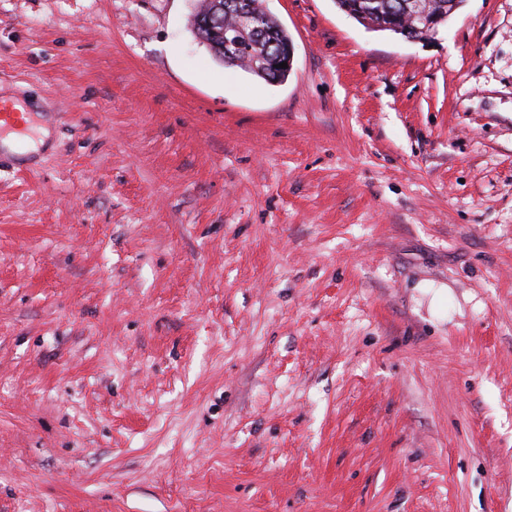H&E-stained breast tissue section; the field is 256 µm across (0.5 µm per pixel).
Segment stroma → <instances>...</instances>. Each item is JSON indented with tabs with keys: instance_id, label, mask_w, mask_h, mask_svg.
I'll use <instances>...</instances> for the list:
<instances>
[{
	"instance_id": "35a3bbf8",
	"label": "stroma",
	"mask_w": 512,
	"mask_h": 512,
	"mask_svg": "<svg viewBox=\"0 0 512 512\" xmlns=\"http://www.w3.org/2000/svg\"><path fill=\"white\" fill-rule=\"evenodd\" d=\"M0 0V512H512V0ZM204 1L206 0H201L200 9L194 15L193 29L196 37L206 43L217 62L219 61L218 58L224 57V66L244 68L266 82L276 78L278 73L283 76V80L288 78L282 68H275V65L283 62L281 47L288 42L286 52L289 73L293 62L294 47L288 41H291L288 31L275 17L262 19L259 22L260 29L249 35L246 41L245 49L250 48L251 51L243 52L238 57V62L233 63L232 61L235 60L244 44L242 36H245L247 30L256 28L260 14L239 13L234 21L229 20L225 24V30L223 25L204 27L197 21L200 12L205 8ZM224 2V0L206 1L209 4V9L205 12V15L200 16V20L205 18V23L211 25L213 20L220 23L224 16L225 21L226 14L224 10L228 11V8L224 6ZM368 13L365 16L368 23L380 26L386 30H393V27H403V21L394 19L395 13L392 10L399 8L396 0H371L368 1ZM436 6L440 4H447V11L443 9H433L428 3V0H406L402 2L403 12L412 18L419 17L424 24V31L426 34L420 38H414L406 34L404 40L408 42H415L427 38H432L437 34L439 27L444 24L446 19H449L462 5L459 0H435Z\"/></svg>"
}]
</instances>
